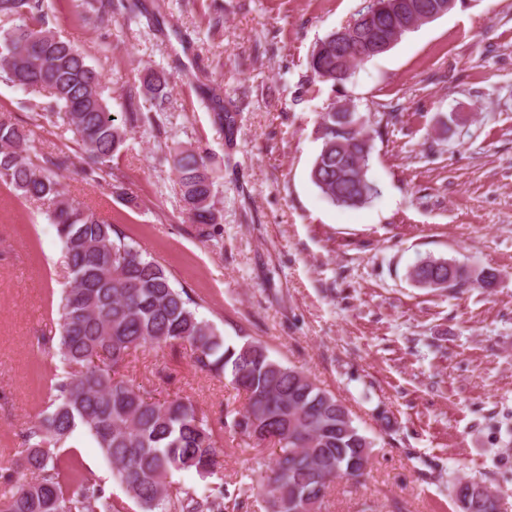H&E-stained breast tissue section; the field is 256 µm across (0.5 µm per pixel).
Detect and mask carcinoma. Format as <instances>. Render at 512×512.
<instances>
[{
    "instance_id": "cac0c4a2",
    "label": "carcinoma",
    "mask_w": 512,
    "mask_h": 512,
    "mask_svg": "<svg viewBox=\"0 0 512 512\" xmlns=\"http://www.w3.org/2000/svg\"><path fill=\"white\" fill-rule=\"evenodd\" d=\"M98 19L131 13L136 0H83ZM358 11L354 36L329 32L314 48L309 67L331 87L344 85L347 59L373 58L372 38L397 40L407 33L409 12L376 9L371 0ZM13 26L0 34V79L31 94H46L59 107L55 117L78 136L91 159L88 170L102 175L125 143L127 126L111 119L103 97L102 74L88 64L73 42L45 27L43 0H0V17ZM169 77L152 70L143 80L145 95L158 108L167 99ZM330 109L315 127L321 149L310 178L334 204L358 208L375 188L368 180L374 138L380 130L355 127L358 113L342 122ZM34 131L0 113V185L16 196L47 205L45 211L62 245L67 288L58 305L59 363L46 369L53 410L41 412L20 433L17 470L31 478L6 482L0 512H226L231 493L224 482L171 489L175 471L202 477L222 473L221 440L229 429L261 445L273 443L268 475H252L248 490L268 512H306L307 492L325 496L338 478L356 481L349 471L357 459L370 460L373 441L354 424L348 408L303 372L271 359L266 348L246 340L227 345L211 322L198 316L188 292L171 283L165 269L125 242L115 226L87 205L70 199L59 172L74 165L66 153L38 165L31 159ZM182 200L201 235L218 223L215 179L199 152L173 149ZM410 279L419 288L457 293L472 285L489 288L492 270L471 279L470 272L447 260L424 258ZM189 344L196 367L231 377L245 393L244 411H228L212 422L189 399L151 401L132 380L119 374L131 351ZM84 427L123 488L126 500L86 475L77 455L66 449L75 429ZM455 512H490V499L476 495Z\"/></svg>"
}]
</instances>
